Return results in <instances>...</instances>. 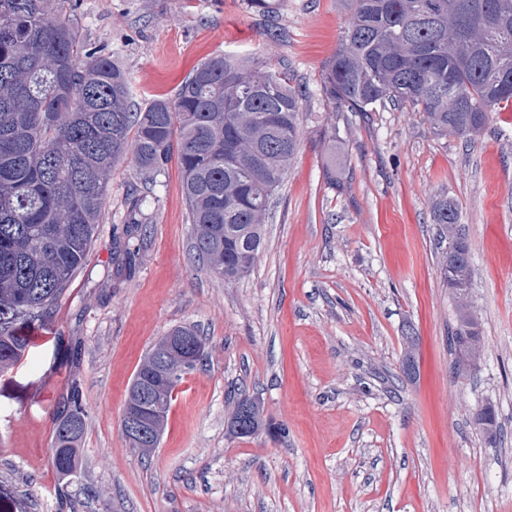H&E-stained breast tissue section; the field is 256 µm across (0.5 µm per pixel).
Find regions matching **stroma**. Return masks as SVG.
<instances>
[{
    "mask_svg": "<svg viewBox=\"0 0 512 512\" xmlns=\"http://www.w3.org/2000/svg\"><path fill=\"white\" fill-rule=\"evenodd\" d=\"M76 2L86 46L127 71L135 109L174 97L211 55L253 54L288 70L303 122L265 246L232 282L192 248L177 160L135 234V170L113 168L85 260L32 325L44 340L0 373V512H512V106L465 141L408 109L328 103L345 0H284L272 28L243 0ZM443 196L470 248L474 369L451 346L458 302L431 212ZM179 326L204 337V357L145 455L122 432L128 387ZM242 392L267 425L248 438L227 429ZM73 393L85 431L64 479L50 443Z\"/></svg>",
    "mask_w": 512,
    "mask_h": 512,
    "instance_id": "obj_1",
    "label": "stroma"
}]
</instances>
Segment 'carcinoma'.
Here are the masks:
<instances>
[{"instance_id":"cac0c4a2","label":"carcinoma","mask_w":512,"mask_h":512,"mask_svg":"<svg viewBox=\"0 0 512 512\" xmlns=\"http://www.w3.org/2000/svg\"><path fill=\"white\" fill-rule=\"evenodd\" d=\"M350 9L321 88L349 112L388 104L410 108L439 136L470 139L493 112L512 103V0H346ZM275 18L282 0H244ZM129 77L111 57L86 49L71 0H0V372L28 351L23 329L49 317L81 266L101 211L107 175L127 158L140 184L125 223H147L144 205L172 156L194 227L193 248L228 281L250 271L263 247L270 199L294 160L302 91L288 72L259 59L218 54L199 64L174 98L134 112ZM433 221L470 252L455 202L433 204ZM469 263L448 262V288L468 295ZM198 348L184 364L158 359L162 338L128 389L130 403L161 411L157 447L173 392L205 350L195 330L178 327ZM476 323L459 305L452 346L479 357ZM258 403L242 393L230 432L258 433ZM85 430L76 400L55 419L56 472H76Z\"/></svg>"}]
</instances>
